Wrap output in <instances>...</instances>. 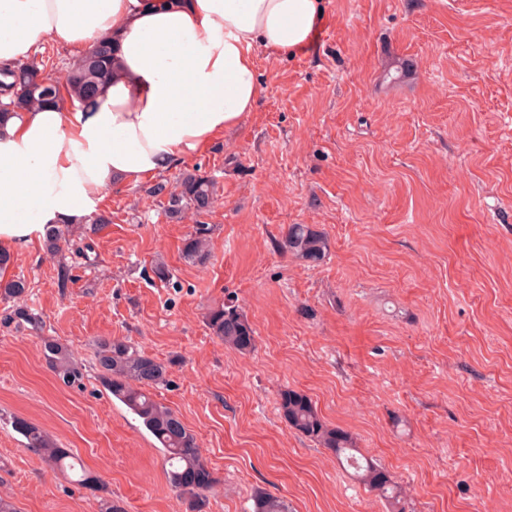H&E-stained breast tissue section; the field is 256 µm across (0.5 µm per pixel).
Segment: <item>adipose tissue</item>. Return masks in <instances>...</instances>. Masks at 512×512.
Segmentation results:
<instances>
[{"instance_id": "obj_1", "label": "adipose tissue", "mask_w": 512, "mask_h": 512, "mask_svg": "<svg viewBox=\"0 0 512 512\" xmlns=\"http://www.w3.org/2000/svg\"><path fill=\"white\" fill-rule=\"evenodd\" d=\"M325 0H0V65L45 39L71 55L111 42L117 76L91 108L0 122V246L75 224L116 186L152 181L240 126L261 94L259 52L294 56Z\"/></svg>"}]
</instances>
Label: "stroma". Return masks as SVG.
I'll return each instance as SVG.
<instances>
[{
	"mask_svg": "<svg viewBox=\"0 0 512 512\" xmlns=\"http://www.w3.org/2000/svg\"><path fill=\"white\" fill-rule=\"evenodd\" d=\"M322 27L305 52L260 57L254 112L161 177L216 181L205 264L183 259L192 226L148 183L98 202L110 223L66 225L58 255L13 250L8 273L43 318L17 326L0 302V497L16 512L96 503L25 448L12 415L78 453L125 512H187L154 438L95 378L61 384L45 335L88 367L102 338L178 357L157 397L218 479L205 512H250L258 489L292 512H387L288 426L286 388L386 468L406 512H512V0H326ZM293 224L324 234L322 262L286 252ZM230 299L250 354L206 326Z\"/></svg>",
	"mask_w": 512,
	"mask_h": 512,
	"instance_id": "obj_1",
	"label": "stroma"
}]
</instances>
